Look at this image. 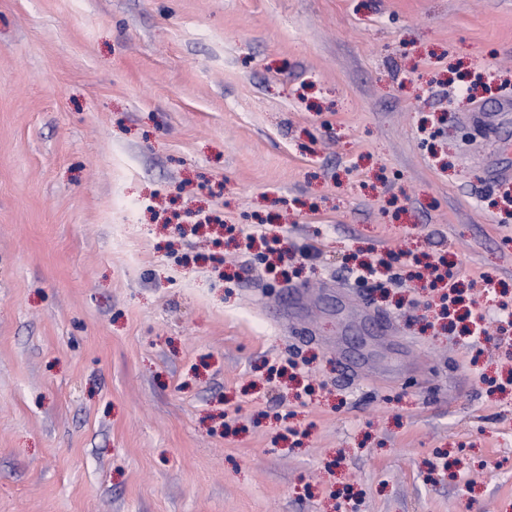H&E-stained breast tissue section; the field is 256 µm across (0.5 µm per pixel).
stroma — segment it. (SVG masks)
Listing matches in <instances>:
<instances>
[{
    "instance_id": "obj_1",
    "label": "stroma",
    "mask_w": 512,
    "mask_h": 512,
    "mask_svg": "<svg viewBox=\"0 0 512 512\" xmlns=\"http://www.w3.org/2000/svg\"><path fill=\"white\" fill-rule=\"evenodd\" d=\"M504 168L512 0H0V512H512Z\"/></svg>"
}]
</instances>
